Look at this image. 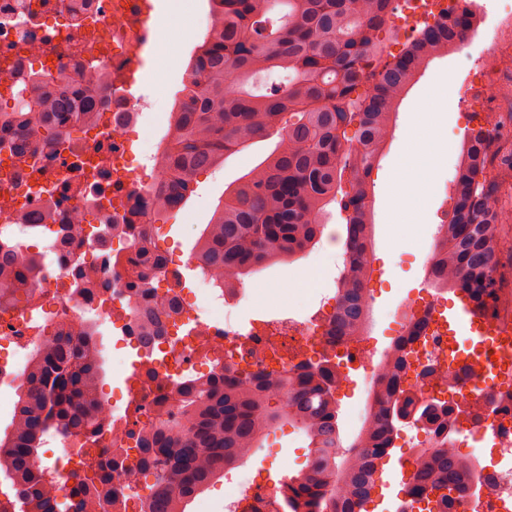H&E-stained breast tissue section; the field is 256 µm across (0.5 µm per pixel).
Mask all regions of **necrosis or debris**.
<instances>
[{
    "instance_id": "1",
    "label": "necrosis or debris",
    "mask_w": 512,
    "mask_h": 512,
    "mask_svg": "<svg viewBox=\"0 0 512 512\" xmlns=\"http://www.w3.org/2000/svg\"><path fill=\"white\" fill-rule=\"evenodd\" d=\"M144 0H34L31 8L19 0H0V85L11 95L27 87L37 76L53 79L60 90L77 84L75 67L95 65L105 69L114 84L112 106L96 124L76 127L71 150L35 166H19L0 139V223L10 241L26 248L30 239L41 238L40 254L48 272L34 292L32 306L0 311V343L8 354L0 356V414L16 417V402L36 345L52 331L92 318L95 326L116 328L121 340L136 350L121 374L125 388L138 381L156 383L153 389H138L139 412L132 413L119 402L103 403L102 426L93 449L100 457L119 458L132 447V436L171 405L158 392L195 378L238 372L279 374L303 360H316L336 350L345 372L361 369L359 343L333 346L327 321L319 313L284 310L262 319L238 316L239 297L228 293L219 278L198 269L197 289L182 290L181 264L169 258L149 222L154 211L150 185L138 176L130 160L136 137V117L147 106L144 95L125 90L118 77L141 63V53L150 30L143 12ZM484 31L512 28V0H456ZM461 65L473 74L485 91L488 112H496L501 84L491 78L494 67L488 56L473 55L466 43L450 47ZM125 113L122 125L111 115ZM50 206L52 218L34 223L35 208ZM82 218L84 233L71 237L68 226ZM118 225L120 237L109 236L108 225ZM158 257L164 270L146 305L176 297L177 313L165 336L150 348L137 338L136 303L129 296L132 274L151 275L140 262L141 252ZM94 271L92 288L83 289L79 276ZM435 288L425 305L404 299L396 315L403 322L428 317L429 335L421 343L403 385L425 401L447 398L466 404L474 422L453 435V447L468 438L480 440L472 449L475 474L472 484L483 487L477 498L478 512H499L500 504L512 506V289L501 288L497 299L479 318L488 331L482 342L467 346L451 343L441 317L446 299ZM362 370V369H361ZM433 435L420 447L403 455L402 489L394 512H408V492L415 476L437 448ZM234 487L228 512H282V486L266 487L250 476L247 461L224 473Z\"/></svg>"
}]
</instances>
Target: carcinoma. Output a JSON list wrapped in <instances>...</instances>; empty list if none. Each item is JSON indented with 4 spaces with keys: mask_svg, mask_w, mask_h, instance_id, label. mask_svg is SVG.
I'll list each match as a JSON object with an SVG mask.
<instances>
[{
    "mask_svg": "<svg viewBox=\"0 0 512 512\" xmlns=\"http://www.w3.org/2000/svg\"><path fill=\"white\" fill-rule=\"evenodd\" d=\"M393 3L210 0V34L189 61L160 151L157 216L184 204L201 172L258 139L279 137L269 157L224 191V204L197 240V257L234 288L242 277L311 249L327 206L338 204L346 240L338 304L328 320L336 344L356 335L367 309L374 220L362 186L383 155L392 116L430 62L426 54L463 41L471 30L466 11H445L401 54L386 60L378 33ZM278 73L288 74L286 85L258 92L262 79ZM109 88L57 91L39 78L22 111H0V134H10L20 161H35L46 148L56 152L69 146L73 117L98 118V107L109 103ZM469 141L451 181L452 220L427 274L467 299L476 315L497 287L494 228L500 216L487 179L491 145L484 126L472 130ZM41 274L37 260L24 259L0 238V309L30 304ZM174 310L167 299L140 311L147 323L144 344L164 335ZM426 328V318L417 319L388 354L386 381L376 399L379 420L345 470L342 512H367L395 447L398 424L409 419L441 437V447L417 473L412 496L425 504L424 512H459V491L472 469L449 450L445 438L460 423L457 407L439 401L419 405L401 387L409 354ZM96 341L86 325L54 333L36 352L18 399V424L0 436V475L14 489L0 493V512H112V473L119 463H103L89 449H76L79 467L93 477L77 482L65 497L52 493L53 478L34 463L51 430L85 439L97 432L99 400L92 387L99 384L102 360L90 357ZM337 390L335 371L307 362L276 378L224 374L170 392L176 411L156 417L136 437L135 454L124 463L129 474L144 478L142 512H183L280 419L297 423L311 447L306 467L282 478L292 492L285 512H336L329 472L332 455L343 446Z\"/></svg>",
    "mask_w": 512,
    "mask_h": 512,
    "instance_id": "cac0c4a2",
    "label": "carcinoma"
}]
</instances>
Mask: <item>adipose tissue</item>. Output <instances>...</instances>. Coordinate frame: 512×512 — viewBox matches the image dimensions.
Masks as SVG:
<instances>
[{
  "mask_svg": "<svg viewBox=\"0 0 512 512\" xmlns=\"http://www.w3.org/2000/svg\"><path fill=\"white\" fill-rule=\"evenodd\" d=\"M441 103L439 91L428 94L416 114L409 134V148L391 172V183L396 192L391 223L416 228L424 222L422 202L433 190L434 166L443 153L441 141L433 134L434 115Z\"/></svg>",
  "mask_w": 512,
  "mask_h": 512,
  "instance_id": "ef3b65f1",
  "label": "adipose tissue"
}]
</instances>
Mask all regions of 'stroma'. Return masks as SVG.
<instances>
[{
	"mask_svg": "<svg viewBox=\"0 0 512 512\" xmlns=\"http://www.w3.org/2000/svg\"><path fill=\"white\" fill-rule=\"evenodd\" d=\"M172 8L187 29L186 38H171L168 60L171 77L162 92L150 95V105L142 112L137 127L138 139L134 153L155 150L165 136L171 108L183 88V80L190 54L199 44L198 20L209 11V0H171ZM468 82V72L451 58L434 59L418 76L403 100L394 120L392 134L384 156L369 180L371 204L374 209L375 235L371 254V272L367 286L374 299L375 321L365 341L372 361H379L398 334V327L390 313L405 297L422 298L426 275L427 252L424 238L436 230L445 211L452 207L449 183L454 176L457 140L460 133L477 127L483 121V106L473 100L472 110L462 113L457 105L458 93ZM433 85L443 86L448 94L449 108L443 110L440 136L447 146L436 169V186L425 203L427 221L417 234L406 228L392 229L388 213L393 192L385 180L403 154L412 116L425 90ZM498 122L501 139L493 146L494 165L490 176L495 183L497 206L508 217L496 229V250L499 272L512 284V97L499 104ZM275 139L253 143L246 150L227 157L223 167L200 174L193 191L177 211L159 220L160 236L166 239L171 252L180 260H187L194 248L195 238L202 224L208 223L215 209L224 199L225 189L237 182L259 164L275 147ZM319 274L318 284L305 288L300 284L306 270ZM340 273L336 255L325 249H314L292 263L276 264L243 279L241 294L243 319L262 317L266 311L290 302L296 309L310 308L322 295L334 293ZM288 287L287 297H280L281 287ZM310 454L309 440L298 426L283 420L264 437L252 475L261 483H277L284 469L300 471Z\"/></svg>",
	"mask_w": 512,
	"mask_h": 512,
	"instance_id": "obj_1",
	"label": "stroma"
}]
</instances>
